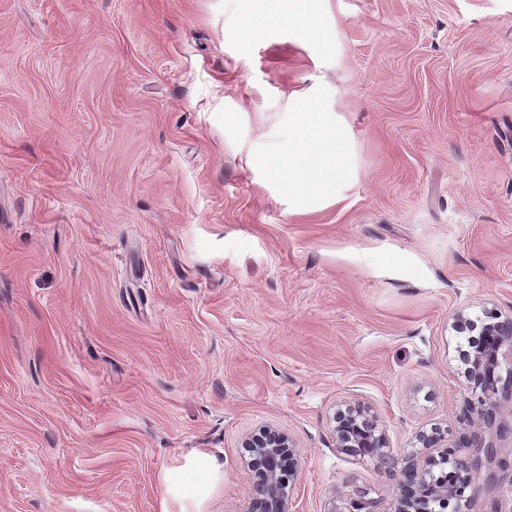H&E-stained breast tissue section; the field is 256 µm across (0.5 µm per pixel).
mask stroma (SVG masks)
Wrapping results in <instances>:
<instances>
[{
  "label": "stroma",
  "mask_w": 512,
  "mask_h": 512,
  "mask_svg": "<svg viewBox=\"0 0 512 512\" xmlns=\"http://www.w3.org/2000/svg\"><path fill=\"white\" fill-rule=\"evenodd\" d=\"M327 40L232 0H0V512H247L244 439L300 453L293 512L391 499L341 452L477 415L457 312L512 314V0H322ZM350 136L314 209L256 159L298 102ZM468 512H512V471Z\"/></svg>",
  "instance_id": "1"
}]
</instances>
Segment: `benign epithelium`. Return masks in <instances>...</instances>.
Returning a JSON list of instances; mask_svg holds the SVG:
<instances>
[{
  "mask_svg": "<svg viewBox=\"0 0 512 512\" xmlns=\"http://www.w3.org/2000/svg\"><path fill=\"white\" fill-rule=\"evenodd\" d=\"M487 320L478 324L459 314L453 328L459 333H477L481 344L471 354H463V375L473 398L467 400L466 410L473 411L489 427L495 428L501 438L512 437V387L499 388V369L508 364V378H512V316L498 310L486 311ZM336 447L349 453L379 455L385 472L394 481L388 505L383 500H365L354 494L346 501L366 512H433L432 502L445 506L455 496V488L447 484L434 485L427 475L441 464L456 471L459 481L468 486L469 499L477 490L476 471L482 462L497 463L500 468H512L498 455V448L465 435L449 440L447 434L435 429L416 435L421 451L411 457H400L384 451L385 434L379 430L376 417L357 406L349 407L335 417ZM250 452L247 466L255 478V495L248 512H291V497L287 488L295 484L298 476V450L286 433L265 428L248 437L243 444ZM467 448H481L484 458H470Z\"/></svg>",
  "mask_w": 512,
  "mask_h": 512,
  "instance_id": "benign-epithelium-1",
  "label": "benign epithelium"
}]
</instances>
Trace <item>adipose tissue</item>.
I'll use <instances>...</instances> for the list:
<instances>
[{"label":"adipose tissue","mask_w":512,"mask_h":512,"mask_svg":"<svg viewBox=\"0 0 512 512\" xmlns=\"http://www.w3.org/2000/svg\"><path fill=\"white\" fill-rule=\"evenodd\" d=\"M239 7L254 35L272 24H294L311 38L318 31L317 0H239ZM258 164L304 206L337 196L353 177L348 134L330 113L306 104L294 113L287 138Z\"/></svg>","instance_id":"adipose-tissue-1"}]
</instances>
